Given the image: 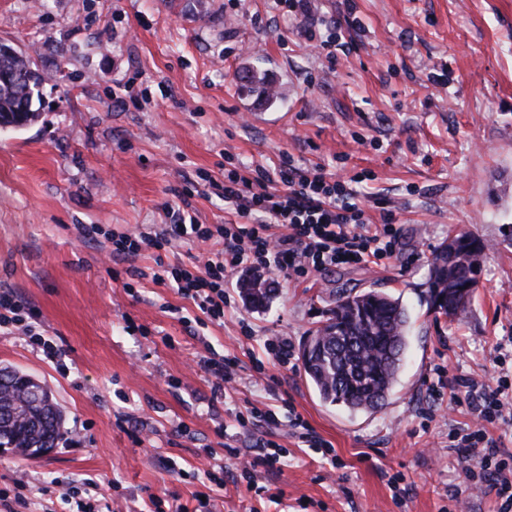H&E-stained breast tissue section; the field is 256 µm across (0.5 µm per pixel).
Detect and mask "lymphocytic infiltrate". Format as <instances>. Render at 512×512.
<instances>
[{
    "label": "lymphocytic infiltrate",
    "mask_w": 512,
    "mask_h": 512,
    "mask_svg": "<svg viewBox=\"0 0 512 512\" xmlns=\"http://www.w3.org/2000/svg\"><path fill=\"white\" fill-rule=\"evenodd\" d=\"M345 182L328 178L322 170L298 165L284 154L278 169L255 168L251 176L224 173V201L234 207L237 221L202 224L197 218L157 232L113 235L112 255L131 259L147 248L157 253L156 283L176 288L212 323L224 321V281L239 267L283 273L306 279L351 262L375 265L396 255L398 230L391 217L369 223ZM284 234H276V227ZM197 248L190 265L165 263L163 256L180 243ZM34 313L16 292L0 290V329L26 337L46 358L57 355L51 340L38 332ZM494 382L474 376L438 380L431 389L434 401L467 403L472 427H449L448 441L457 450V471L465 494L481 489L494 494L496 512H512V449L488 431L489 426L512 424V353L497 344Z\"/></svg>",
    "instance_id": "1"
}]
</instances>
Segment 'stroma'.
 <instances>
[{
	"label": "stroma",
	"mask_w": 512,
	"mask_h": 512,
	"mask_svg": "<svg viewBox=\"0 0 512 512\" xmlns=\"http://www.w3.org/2000/svg\"><path fill=\"white\" fill-rule=\"evenodd\" d=\"M355 5L349 48L331 63L303 18L270 0H0V43L42 79L38 119L0 132V289L60 351L52 363L0 332V366L44 382L64 415L50 453L0 448V488L26 474L27 512H68L55 483L86 477L114 512H154L158 499L188 512H450L448 428L473 418L464 406L444 415L428 389L440 366L492 379L494 346L512 336V0ZM256 69L281 86L275 100L245 83ZM286 152L337 180L368 173L357 198L372 221L393 211L397 259L300 282L269 275L257 309L233 271L223 324L195 334L180 319L196 308L151 278L155 251L110 259L111 234L160 229L166 203L203 224L233 220L225 165L248 176ZM90 224L103 235L82 236ZM463 231L489 248L466 317L452 321L426 302L428 261ZM371 288L401 298L408 348L385 408L355 415L321 402L299 355L341 290ZM268 337L289 341L290 366L266 353ZM209 351L238 357L237 390L192 367ZM286 401L327 452L285 424L238 423ZM267 438L281 472L250 476L225 455V441L252 457ZM213 460L220 487L204 475Z\"/></svg>",
	"instance_id": "obj_1"
}]
</instances>
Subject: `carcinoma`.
<instances>
[{
    "instance_id": "carcinoma-1",
    "label": "carcinoma",
    "mask_w": 512,
    "mask_h": 512,
    "mask_svg": "<svg viewBox=\"0 0 512 512\" xmlns=\"http://www.w3.org/2000/svg\"><path fill=\"white\" fill-rule=\"evenodd\" d=\"M31 68L21 54L0 55V76L20 75ZM39 117L34 99L27 97L25 84L0 79V123L26 127ZM458 237L465 241L457 258L460 272L448 266V252L441 247L430 262L429 304L446 317L460 321L467 313L487 246L470 232ZM244 301L254 308L270 299L271 289L251 275L241 286ZM408 313L402 302L385 293L367 291L342 294L326 320L308 338L301 355L304 373L322 402L340 405L350 412H377L388 402L397 381L407 347ZM9 384L0 385V411L10 412L0 420V448H10L36 458L45 448L56 447L62 436L63 414L57 403L45 407L25 398L29 417L18 420L8 397L21 389L18 372L0 369Z\"/></svg>"
}]
</instances>
